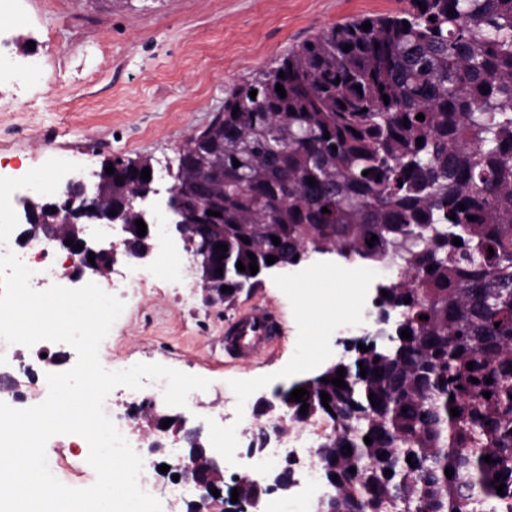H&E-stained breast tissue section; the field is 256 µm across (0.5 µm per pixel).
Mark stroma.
<instances>
[{"label": "stroma", "mask_w": 512, "mask_h": 512, "mask_svg": "<svg viewBox=\"0 0 512 512\" xmlns=\"http://www.w3.org/2000/svg\"><path fill=\"white\" fill-rule=\"evenodd\" d=\"M406 0H7L0 8V51L15 60L18 87L0 88V198L15 224L33 179L56 200L70 179L93 181L103 160L150 158L155 186L175 184L178 152L224 109L228 91L274 66L317 33L360 16L395 14ZM352 264L314 254L292 271L266 278L232 304L209 305L197 275L180 279L156 268L108 337L112 366L160 363L211 382L189 424L211 438L213 410L225 398L253 409L247 386L266 379L270 392L319 365L298 367L302 334L295 280L309 268ZM269 307L281 325L271 352L242 363L224 352V330L252 306ZM47 445L52 473L84 488L96 480L88 451Z\"/></svg>", "instance_id": "1"}]
</instances>
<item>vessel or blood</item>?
<instances>
[{"label": "vessel or blood", "mask_w": 512, "mask_h": 512, "mask_svg": "<svg viewBox=\"0 0 512 512\" xmlns=\"http://www.w3.org/2000/svg\"><path fill=\"white\" fill-rule=\"evenodd\" d=\"M277 334V320L265 308H255L236 318L224 331V351L245 361L265 353Z\"/></svg>", "instance_id": "obj_1"}]
</instances>
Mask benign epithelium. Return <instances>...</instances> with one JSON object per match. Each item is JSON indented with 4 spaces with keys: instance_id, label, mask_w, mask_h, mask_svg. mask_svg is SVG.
<instances>
[{
    "instance_id": "benign-epithelium-1",
    "label": "benign epithelium",
    "mask_w": 512,
    "mask_h": 512,
    "mask_svg": "<svg viewBox=\"0 0 512 512\" xmlns=\"http://www.w3.org/2000/svg\"><path fill=\"white\" fill-rule=\"evenodd\" d=\"M94 176L95 181L90 185L81 180H71L67 183L66 189L52 203L56 208L53 216L57 217L61 212H66V223L59 224L47 218L40 223L41 234L37 236L39 240L54 242L72 240V244L67 246L72 256L71 280H80L88 270L97 275L107 273L116 263L117 255L120 253L147 264L155 257L157 246L170 240L182 244L183 249L192 255L206 301L211 304H222L229 299L214 282L217 276L216 269L224 267V260L220 259L223 251L215 249V241L206 233V222H190L185 218L179 197L173 188L169 190V196L165 201H154L158 190L154 187L153 175L150 176L147 190L137 196L122 199L123 206L131 209L137 207L141 210L142 220L147 226V234L143 236L139 246H131L130 239L126 237L118 243L108 244L88 239L86 225H114L119 219L117 215H109V211L113 209L112 175L102 168L94 173ZM77 244L83 246V249H75ZM91 255L95 256L93 265L89 261ZM141 415L151 431L161 432V422L166 419L175 420L177 425L172 428L175 441L184 440L198 444V448L192 454L179 457L171 470L184 482L194 486L206 507V512H263L264 496L278 491L286 493L294 484V470L285 464L271 475L269 482L252 480L257 490L256 495L246 499L240 497L233 503L232 489L238 487L241 480L234 479L230 484L226 482L224 462L213 449L202 443L200 430L186 427V419L179 414L159 412L154 400L142 408ZM214 489L220 491V496L212 494Z\"/></svg>"
}]
</instances>
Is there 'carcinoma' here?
Here are the masks:
<instances>
[{
	"mask_svg": "<svg viewBox=\"0 0 512 512\" xmlns=\"http://www.w3.org/2000/svg\"><path fill=\"white\" fill-rule=\"evenodd\" d=\"M175 187L188 220L224 225L228 287L256 280L250 252L261 267L334 250L417 276L379 287L388 344L365 342L346 387L304 396L339 426L319 445L336 489L322 512H473L512 483V0H409L319 32L233 88ZM138 190L114 171L112 200Z\"/></svg>",
	"mask_w": 512,
	"mask_h": 512,
	"instance_id": "cac0c4a2",
	"label": "carcinoma"
}]
</instances>
